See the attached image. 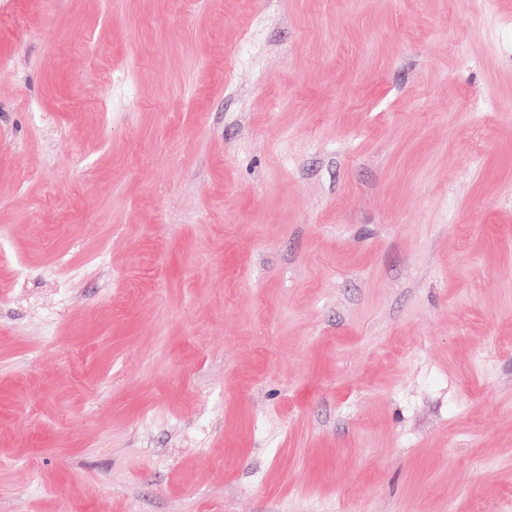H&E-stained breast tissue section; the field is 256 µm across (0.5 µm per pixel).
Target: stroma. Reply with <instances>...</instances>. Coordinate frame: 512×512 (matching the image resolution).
I'll return each instance as SVG.
<instances>
[{
	"mask_svg": "<svg viewBox=\"0 0 512 512\" xmlns=\"http://www.w3.org/2000/svg\"><path fill=\"white\" fill-rule=\"evenodd\" d=\"M0 512H512V0H0Z\"/></svg>",
	"mask_w": 512,
	"mask_h": 512,
	"instance_id": "obj_1",
	"label": "stroma"
}]
</instances>
